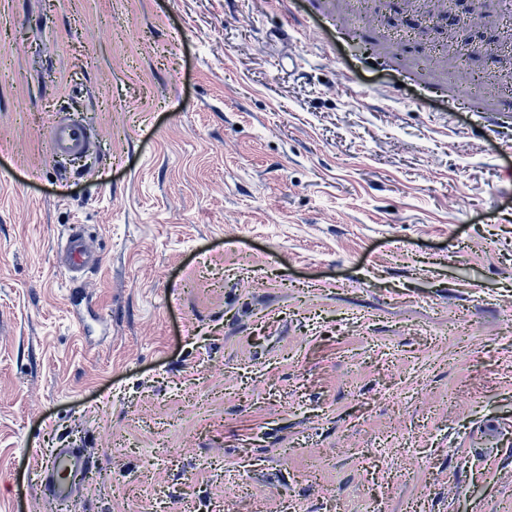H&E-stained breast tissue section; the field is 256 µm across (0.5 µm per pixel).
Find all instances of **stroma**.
Here are the masks:
<instances>
[{
  "mask_svg": "<svg viewBox=\"0 0 512 512\" xmlns=\"http://www.w3.org/2000/svg\"><path fill=\"white\" fill-rule=\"evenodd\" d=\"M334 4L0 0V512H512V118ZM48 136L55 154L77 155L88 150L95 134L78 124H72L64 117L55 119L48 128ZM98 256L86 238L77 229L72 230L58 257V267L65 269L71 280L79 278L90 264L98 263ZM32 473L41 481L44 495L68 501L75 479L89 469V458L81 448H57L46 460L30 459Z\"/></svg>",
  "mask_w": 512,
  "mask_h": 512,
  "instance_id": "35a3bbf8",
  "label": "stroma"
}]
</instances>
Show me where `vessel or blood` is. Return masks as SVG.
<instances>
[{"instance_id":"vessel-or-blood-1","label":"vessel or blood","mask_w":512,"mask_h":512,"mask_svg":"<svg viewBox=\"0 0 512 512\" xmlns=\"http://www.w3.org/2000/svg\"><path fill=\"white\" fill-rule=\"evenodd\" d=\"M48 136L55 154L77 155L88 150L95 135L84 127L70 123L66 118L55 119L48 128ZM98 258L89 241L72 232L62 248L57 264L70 278L76 279ZM33 474L40 480L45 495L58 501L70 500L75 479L89 468V459L79 448H58L45 460L31 459Z\"/></svg>"}]
</instances>
